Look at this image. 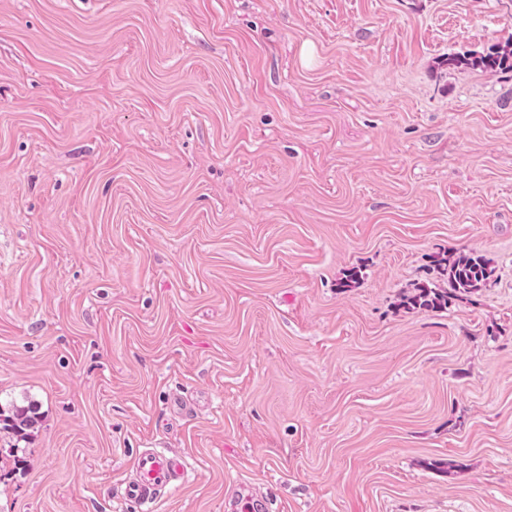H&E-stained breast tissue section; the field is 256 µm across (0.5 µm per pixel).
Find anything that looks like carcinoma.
Instances as JSON below:
<instances>
[{
  "label": "carcinoma",
  "instance_id": "1",
  "mask_svg": "<svg viewBox=\"0 0 512 512\" xmlns=\"http://www.w3.org/2000/svg\"><path fill=\"white\" fill-rule=\"evenodd\" d=\"M466 62L485 70H494L501 67L512 68V48L505 46L494 53L474 58L456 59L454 63ZM442 275L448 279L446 288H430L420 286L416 293L406 297L407 304L412 307L438 309L447 306L449 302L463 300L476 293L489 279L492 270L487 262L480 256L462 255L457 258L440 260ZM36 417L32 408L14 407L5 412L0 409V423L3 428L10 430L14 435L22 437L34 427Z\"/></svg>",
  "mask_w": 512,
  "mask_h": 512
}]
</instances>
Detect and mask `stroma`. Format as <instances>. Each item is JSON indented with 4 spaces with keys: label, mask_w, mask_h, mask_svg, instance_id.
<instances>
[{
    "label": "stroma",
    "mask_w": 512,
    "mask_h": 512,
    "mask_svg": "<svg viewBox=\"0 0 512 512\" xmlns=\"http://www.w3.org/2000/svg\"><path fill=\"white\" fill-rule=\"evenodd\" d=\"M507 44L512 0H0V512H512V69L460 62ZM147 448L185 479L133 502ZM441 273L448 279L450 288L420 286L416 293L406 297L411 307L438 309L453 300L468 299L489 279L492 270L480 256L462 255L440 260ZM32 410L31 407H13L6 415L0 408V422L3 424V429L10 430L17 437H23L35 425L36 417Z\"/></svg>",
    "instance_id": "35a3bbf8"
}]
</instances>
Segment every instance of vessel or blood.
<instances>
[{
    "label": "vessel or blood",
    "instance_id": "obj_1",
    "mask_svg": "<svg viewBox=\"0 0 512 512\" xmlns=\"http://www.w3.org/2000/svg\"><path fill=\"white\" fill-rule=\"evenodd\" d=\"M185 474L182 460L157 451L144 450L135 459L125 494L136 502L161 498L181 483Z\"/></svg>",
    "mask_w": 512,
    "mask_h": 512
}]
</instances>
